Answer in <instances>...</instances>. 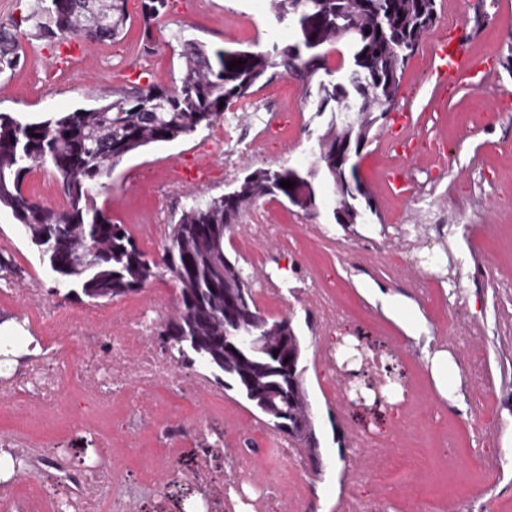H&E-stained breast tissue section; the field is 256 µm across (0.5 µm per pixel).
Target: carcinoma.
<instances>
[{
  "label": "carcinoma",
  "instance_id": "obj_1",
  "mask_svg": "<svg viewBox=\"0 0 512 512\" xmlns=\"http://www.w3.org/2000/svg\"><path fill=\"white\" fill-rule=\"evenodd\" d=\"M127 0H35L21 21L0 22V75L24 63L23 41L114 42L129 19ZM273 0L277 20L293 19L309 35L266 51L210 50L180 31L183 70L173 85L133 87L94 109L76 108L37 122L0 113V209L22 225L40 261L71 293L91 302L141 290L164 267L179 283L177 315L157 332L177 363L204 362L215 381L237 390L279 432L303 451L312 471L323 467L321 444L303 387V343L294 326L286 336L256 304L254 289L224 252V237L246 208L264 196L288 197L280 181L299 176L288 167L256 170L221 196L195 199L169 226L162 259L149 258L121 224L98 207L96 192L109 187L124 158L152 143L172 142L211 128L250 96L264 76L306 85L315 115L326 119L314 164L306 172L310 208L325 190L336 198V223L352 225L372 206L354 172L353 159L397 97L403 70L437 19L436 0ZM168 0H141L146 42L166 15ZM352 47L346 72L328 66L329 50ZM242 69H229L233 60ZM35 167L53 171L62 206H50L23 188ZM253 337L243 345L239 333ZM288 425L283 429L282 425Z\"/></svg>",
  "mask_w": 512,
  "mask_h": 512
}]
</instances>
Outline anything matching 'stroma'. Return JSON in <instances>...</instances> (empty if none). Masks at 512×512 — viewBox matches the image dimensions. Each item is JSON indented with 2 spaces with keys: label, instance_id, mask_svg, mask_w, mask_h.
Masks as SVG:
<instances>
[{
  "label": "stroma",
  "instance_id": "obj_1",
  "mask_svg": "<svg viewBox=\"0 0 512 512\" xmlns=\"http://www.w3.org/2000/svg\"><path fill=\"white\" fill-rule=\"evenodd\" d=\"M127 11L125 34L116 42L32 40L24 65L0 76V112L23 121L45 119L97 106L134 84L172 85L182 68L173 35L182 27L207 47L229 51L257 52L301 38L295 22L276 21L272 0H169L147 52L140 0H127ZM436 11L435 25L405 66L389 117L374 128L356 160L377 217L345 228L336 224L332 207L315 213L265 196L224 239L226 255L246 274L270 279L273 296L259 299L261 310L272 318L291 316L304 341V388L326 468L319 478L302 470L298 480L309 500L327 512H336L338 496L348 489L346 471L355 461L344 435L397 428L403 435L393 444L400 471L395 512H442L449 503L455 512H512V290L507 287L512 281V69L507 66L512 0H436ZM451 33L473 69L448 89L429 81L428 72L435 45ZM247 102L248 111L233 123L146 146L113 170L112 187L99 192L97 204L124 225L143 252L160 256L165 236L150 234L147 225L170 224L191 196L222 195L257 169L286 166L303 174L311 167L312 148L326 125L315 116L305 86L286 77L263 79ZM273 117L288 124L287 154L259 149L225 172L226 156L254 140ZM400 136L414 139L411 155L395 156ZM435 141L443 142L444 156L428 153ZM202 159L210 166L206 180L186 189L162 187L174 163L190 167ZM274 214L284 221L279 239L248 241L245 225L266 223ZM478 238L484 249L475 253L471 244ZM439 249L448 254L442 279L462 303L454 316L438 285L426 282L424 260ZM0 259L19 271L17 277L0 278V321L24 334L19 356H45V372L56 377V397L47 403L0 376V471L12 473L20 490L38 483L56 487L55 496L33 512H57L58 500L72 491L44 466L49 448L64 452L68 470L82 471L98 461L115 470L120 512H192L201 502L208 512H224V470L240 446V433L260 449L279 440L249 402L199 366L180 368L183 382L177 387L134 382L112 392L78 370L57 373L52 359L56 353L111 354L119 326L87 318V311L136 312L158 299L160 320L173 317L178 282L162 270L142 290L109 302L64 297L23 228L4 209ZM310 276L333 286L337 302L351 311V333L364 347L383 352L393 377L418 394L421 410L398 416L381 403L346 409L337 402L317 363L323 341L319 311L293 291L298 280ZM367 280L415 305L432 337L445 340L459 332L476 337L483 375L475 397L483 402V413L500 423L494 438L498 472L487 473L471 461L469 429L481 426L483 413L474 414L469 427L461 426L460 412L435 391L416 341L362 293ZM51 309L65 312L69 323L50 325ZM187 422L201 424V432L177 441L164 437L165 428Z\"/></svg>",
  "mask_w": 512,
  "mask_h": 512
}]
</instances>
